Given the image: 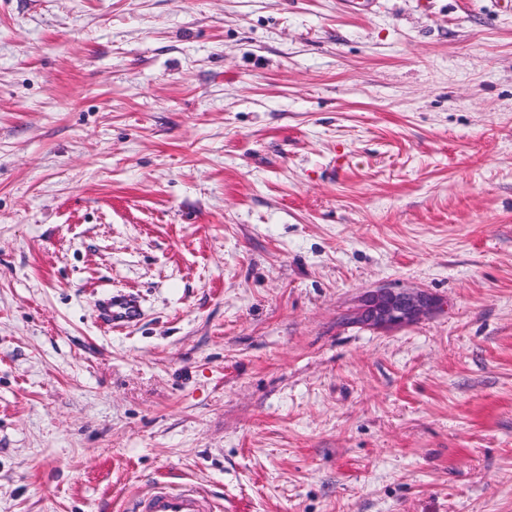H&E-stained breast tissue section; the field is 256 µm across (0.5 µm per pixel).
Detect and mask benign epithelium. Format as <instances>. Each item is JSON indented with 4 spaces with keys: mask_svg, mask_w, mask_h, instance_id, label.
Segmentation results:
<instances>
[{
    "mask_svg": "<svg viewBox=\"0 0 512 512\" xmlns=\"http://www.w3.org/2000/svg\"><path fill=\"white\" fill-rule=\"evenodd\" d=\"M439 305L438 298L425 292L386 287L363 293L358 299L356 314L368 328L391 330L418 319Z\"/></svg>",
    "mask_w": 512,
    "mask_h": 512,
    "instance_id": "7a95c632",
    "label": "benign epithelium"
}]
</instances>
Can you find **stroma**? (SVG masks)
Wrapping results in <instances>:
<instances>
[{
  "label": "stroma",
  "mask_w": 512,
  "mask_h": 512,
  "mask_svg": "<svg viewBox=\"0 0 512 512\" xmlns=\"http://www.w3.org/2000/svg\"><path fill=\"white\" fill-rule=\"evenodd\" d=\"M162 482L512 512V0H0V512ZM439 305V299L426 292L386 287L363 293L356 314L362 317L365 327L391 330L413 322ZM140 303L131 296L109 294L99 301V315L108 325L127 326L136 323L141 316Z\"/></svg>",
  "instance_id": "1"
}]
</instances>
